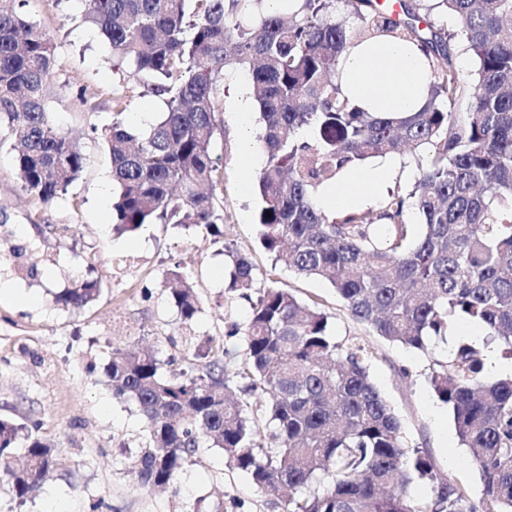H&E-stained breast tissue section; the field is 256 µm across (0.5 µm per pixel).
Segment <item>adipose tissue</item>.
<instances>
[{
	"label": "adipose tissue",
	"mask_w": 512,
	"mask_h": 512,
	"mask_svg": "<svg viewBox=\"0 0 512 512\" xmlns=\"http://www.w3.org/2000/svg\"><path fill=\"white\" fill-rule=\"evenodd\" d=\"M429 71L428 60L414 44L383 37L348 46L336 80L346 96L366 111L400 116L424 105ZM397 169L389 159L348 166L337 174L335 185L322 188L318 205L336 213L377 205Z\"/></svg>",
	"instance_id": "ef3b65f1"
}]
</instances>
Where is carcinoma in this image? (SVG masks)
<instances>
[{"instance_id":"1","label":"carcinoma","mask_w":512,"mask_h":512,"mask_svg":"<svg viewBox=\"0 0 512 512\" xmlns=\"http://www.w3.org/2000/svg\"><path fill=\"white\" fill-rule=\"evenodd\" d=\"M26 2L0 0V141L18 147L22 187L50 204L86 157L47 112L55 41L28 20ZM85 2L87 19L112 47L114 69L143 75L146 91L165 105L148 129L134 130L117 97L101 129L116 229L183 224L220 234L217 106L227 73L247 67L266 155L254 176L258 232L274 262L329 282L354 320L393 344L424 351L458 317L486 332L480 344H459L430 375L479 470V498L405 440L370 379L369 347L337 341L317 305L274 286L251 303L245 330L227 333L243 334L241 351L210 338L182 349L180 369L173 356L164 363L135 349L112 351V394L146 422L150 447L131 463L139 480L177 489L206 444L258 488H286L283 512H512V373L484 380L487 352L512 365V0H411L397 15L377 0H343L342 19L336 0H295L286 18L265 13L263 0ZM441 15L452 29L435 28L431 18ZM380 35L405 39L431 59L422 110L366 112L336 83L347 45ZM453 38L476 56L471 83L456 67ZM403 149L423 150L411 189L388 192L377 211L329 216L318 208L329 176ZM226 256L231 287L250 297L254 266L233 251ZM170 278L180 281L171 294L190 321L199 312L194 285L176 272ZM100 292L98 279L86 278L56 302L82 308ZM237 361L252 403L230 396L227 366ZM255 410L272 423L268 449L253 439ZM60 465L57 449L0 419V479L19 502ZM415 480L432 486L425 503L407 495Z\"/></svg>"}]
</instances>
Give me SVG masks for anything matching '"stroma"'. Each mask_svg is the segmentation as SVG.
<instances>
[{
  "instance_id": "35a3bbf8",
  "label": "stroma",
  "mask_w": 512,
  "mask_h": 512,
  "mask_svg": "<svg viewBox=\"0 0 512 512\" xmlns=\"http://www.w3.org/2000/svg\"><path fill=\"white\" fill-rule=\"evenodd\" d=\"M83 0H28L24 12L56 38L47 106L53 121L79 140L87 164L53 204L24 190L11 144L0 145V282L31 297L0 296V419L36 427L42 440L66 460L32 499L19 502L0 482V512H196V501L223 504L224 512H282V499L253 486L231 469L221 451L201 448L185 465L177 491L143 485L131 462L145 445V421L135 406L112 396L105 374L112 350L136 345L159 358L176 347L228 337L245 326L250 302L231 290L227 250L257 268L255 291L289 289L317 303L329 316L337 340L356 337L370 345L369 375L410 445L426 449L441 473L480 496L476 466L458 440L447 406L428 376L447 361L458 335L429 352L384 341L354 322L334 288L275 264L259 242V200L239 153L241 130L232 106L251 88L248 70L225 81L217 118L224 135L215 154L224 169L221 236L175 224H146L134 233L112 228L111 159L96 130L122 99L127 124L144 129L142 113L157 117L162 101L139 79L112 66V49L85 19ZM179 272L194 284L200 310L184 321L170 297L166 277ZM99 277V298L81 309L65 308L56 294L86 275Z\"/></svg>"
}]
</instances>
